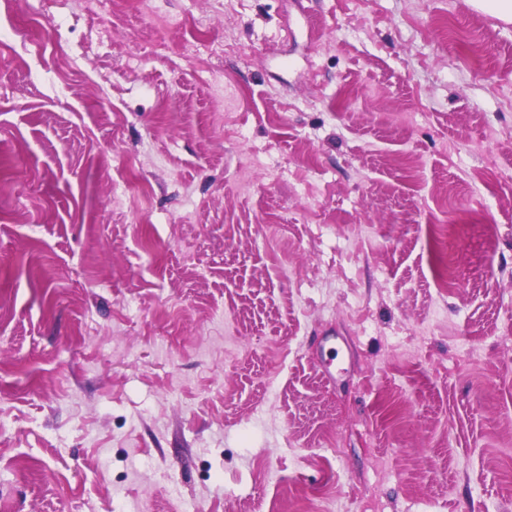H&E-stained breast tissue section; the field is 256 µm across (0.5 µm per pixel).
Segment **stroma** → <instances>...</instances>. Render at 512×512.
I'll return each instance as SVG.
<instances>
[{"label":"stroma","mask_w":512,"mask_h":512,"mask_svg":"<svg viewBox=\"0 0 512 512\" xmlns=\"http://www.w3.org/2000/svg\"><path fill=\"white\" fill-rule=\"evenodd\" d=\"M224 3L0 8V512H512V23Z\"/></svg>","instance_id":"1"}]
</instances>
